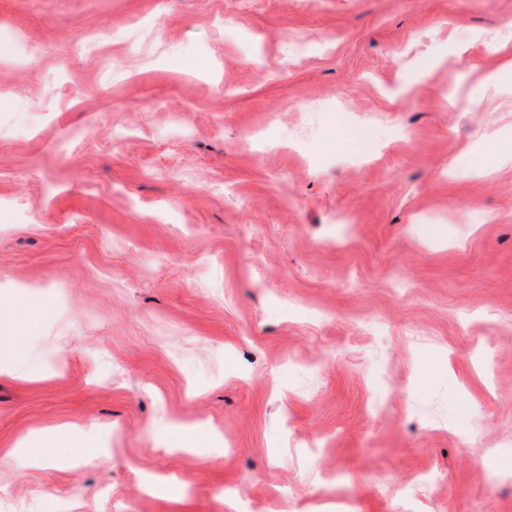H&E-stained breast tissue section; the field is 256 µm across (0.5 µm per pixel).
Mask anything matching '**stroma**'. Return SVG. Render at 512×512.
<instances>
[{"mask_svg": "<svg viewBox=\"0 0 512 512\" xmlns=\"http://www.w3.org/2000/svg\"><path fill=\"white\" fill-rule=\"evenodd\" d=\"M503 44L512 0H0V512H512ZM63 439V447L50 448H30L34 461L43 466L52 465L55 460L63 453H70L73 457L83 453L84 444L80 441L72 440L67 435H60Z\"/></svg>", "mask_w": 512, "mask_h": 512, "instance_id": "1", "label": "stroma"}]
</instances>
